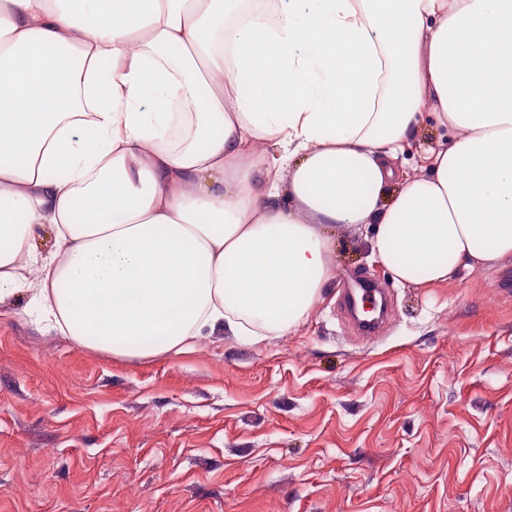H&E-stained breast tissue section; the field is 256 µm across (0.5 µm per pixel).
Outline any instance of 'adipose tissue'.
<instances>
[{
  "instance_id": "ef3b65f1",
  "label": "adipose tissue",
  "mask_w": 512,
  "mask_h": 512,
  "mask_svg": "<svg viewBox=\"0 0 512 512\" xmlns=\"http://www.w3.org/2000/svg\"><path fill=\"white\" fill-rule=\"evenodd\" d=\"M358 224L415 287L512 257V0H0V302L117 357L260 344ZM449 136L447 129L437 123L431 112H423L415 131L405 143L404 151L396 161L398 169L410 174L419 172L421 166L426 164L424 158L428 151L442 142H447Z\"/></svg>"
}]
</instances>
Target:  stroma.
Instances as JSON below:
<instances>
[{"instance_id": "stroma-1", "label": "stroma", "mask_w": 512, "mask_h": 512, "mask_svg": "<svg viewBox=\"0 0 512 512\" xmlns=\"http://www.w3.org/2000/svg\"><path fill=\"white\" fill-rule=\"evenodd\" d=\"M448 137L423 113L398 169ZM372 235L337 230L322 301L264 345L121 358L0 304V512H512V261L416 288ZM359 277L375 338L340 307Z\"/></svg>"}]
</instances>
